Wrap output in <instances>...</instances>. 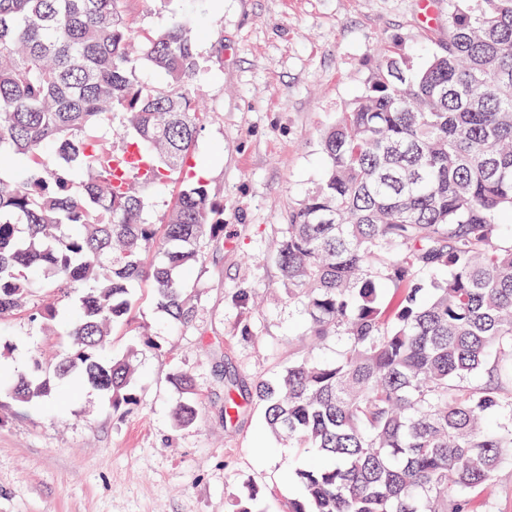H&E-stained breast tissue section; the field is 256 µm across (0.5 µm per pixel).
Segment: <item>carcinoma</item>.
<instances>
[{
	"label": "carcinoma",
	"mask_w": 512,
	"mask_h": 512,
	"mask_svg": "<svg viewBox=\"0 0 512 512\" xmlns=\"http://www.w3.org/2000/svg\"><path fill=\"white\" fill-rule=\"evenodd\" d=\"M121 2L0 0V170H19L0 178V320L24 306L55 317L30 300L37 280L77 295L54 377L115 408L136 404L135 369L106 341L129 321L131 290L151 282L161 309L192 321L182 275L203 237L224 238V205L185 171L206 33L185 12L135 59ZM139 59L163 86L135 81ZM321 151L323 180L288 211L278 261L310 340L345 350L255 388L271 432L322 459L296 473L304 494L288 512H480L512 464V242L498 224L512 212V0H448V38L427 64L412 73L388 56ZM176 174L177 200L153 224L150 195ZM383 284L400 292L392 308ZM4 388L26 402L52 390L39 377ZM493 413L508 416L496 430ZM198 416L174 412L180 427Z\"/></svg>",
	"instance_id": "obj_1"
}]
</instances>
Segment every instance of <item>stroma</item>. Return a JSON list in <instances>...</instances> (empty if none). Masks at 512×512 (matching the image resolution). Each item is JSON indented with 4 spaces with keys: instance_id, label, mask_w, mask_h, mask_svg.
Returning <instances> with one entry per match:
<instances>
[{
    "instance_id": "stroma-1",
    "label": "stroma",
    "mask_w": 512,
    "mask_h": 512,
    "mask_svg": "<svg viewBox=\"0 0 512 512\" xmlns=\"http://www.w3.org/2000/svg\"><path fill=\"white\" fill-rule=\"evenodd\" d=\"M195 10L223 39L199 42L205 70L194 101L204 120L192 162L224 203V238L204 240L202 265L183 278L194 320L158 309L137 285L130 322L116 325L108 351L137 368L136 405L113 409L92 386H59L30 402L0 393V512H236L257 493L260 512L301 498L296 471L317 454L281 444L254 395L297 356L325 360L344 350L310 347L304 300L268 301L282 285L277 247L289 209L320 183L321 138L366 90L386 56L423 66L448 32V0L425 17L421 0H124L142 33ZM247 303H239V293ZM32 293L56 309L51 327L28 310L0 320L16 373L50 370L69 347L70 300ZM151 334L146 347L141 334ZM191 376L185 394L174 373ZM236 377L241 414L226 421L224 377ZM199 412L178 426L174 410Z\"/></svg>"
}]
</instances>
